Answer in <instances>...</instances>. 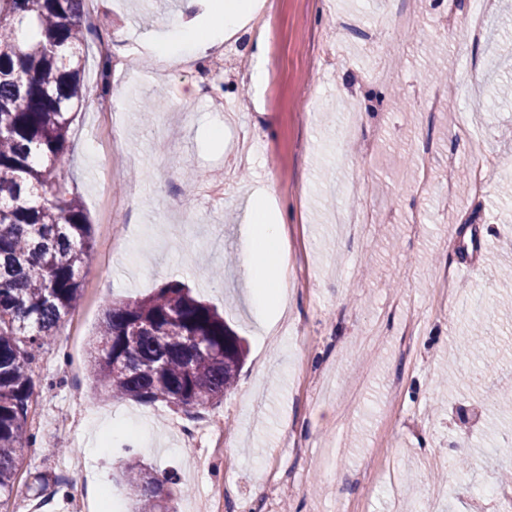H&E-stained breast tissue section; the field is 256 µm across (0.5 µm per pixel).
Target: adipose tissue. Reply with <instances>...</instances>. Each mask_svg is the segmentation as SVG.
<instances>
[{"mask_svg": "<svg viewBox=\"0 0 512 512\" xmlns=\"http://www.w3.org/2000/svg\"><path fill=\"white\" fill-rule=\"evenodd\" d=\"M248 239L240 254V265L251 288V299L260 308L280 309L285 279L273 261L280 252L282 219L274 217L266 197L254 195L246 213Z\"/></svg>", "mask_w": 512, "mask_h": 512, "instance_id": "obj_1", "label": "adipose tissue"}]
</instances>
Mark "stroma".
<instances>
[{"instance_id":"1","label":"stroma","mask_w":512,"mask_h":512,"mask_svg":"<svg viewBox=\"0 0 512 512\" xmlns=\"http://www.w3.org/2000/svg\"><path fill=\"white\" fill-rule=\"evenodd\" d=\"M171 0H89L100 40L82 48L87 97L68 133L70 188L91 222L92 259L83 298L49 345L34 350L30 439L20 450L18 491L0 512H72L85 496L97 512H132L113 493L128 460L111 433L142 427L137 454L171 477L178 512L214 489L225 512H392L387 461L398 466L406 500L429 483L435 457L466 455L468 475L441 471L445 512H498L472 488L499 484L512 468V413L475 409L512 387V317L501 297L512 283V0H486L480 39L465 31L467 0H269L257 25L265 37V83L254 92L252 46L221 79L203 84L197 67L162 68L149 36L185 23ZM454 15L442 31L440 20ZM455 74L436 112L423 102L435 80L432 44ZM134 57L133 74L99 83V57ZM315 95L312 114L302 109ZM223 139L214 142L213 127ZM260 141L240 165L236 132ZM493 168L485 190L466 181L471 140ZM431 148V183L418 190L401 158ZM455 171V195L440 182ZM138 187L134 203L103 228L106 197ZM271 185L285 222V315L261 324L239 268L243 211ZM370 211L358 233L336 215ZM422 223H414V215ZM462 266L447 303L436 281ZM181 283L209 302L243 337L247 358L234 388L186 413L163 403L93 397L87 352L106 306ZM488 332L494 361L480 383L441 385L455 346L471 325ZM505 448L489 458L484 432ZM42 476L48 490L27 486Z\"/></svg>"}]
</instances>
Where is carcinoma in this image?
Listing matches in <instances>:
<instances>
[{"mask_svg":"<svg viewBox=\"0 0 512 512\" xmlns=\"http://www.w3.org/2000/svg\"><path fill=\"white\" fill-rule=\"evenodd\" d=\"M85 0H0V499L15 491L35 389L32 350L82 294L91 224L64 170L84 99L80 46L99 38ZM243 340L180 283L109 304L90 347L94 391L186 410L220 401ZM135 512H175L171 479L140 459L121 471Z\"/></svg>","mask_w":512,"mask_h":512,"instance_id":"1","label":"carcinoma"}]
</instances>
